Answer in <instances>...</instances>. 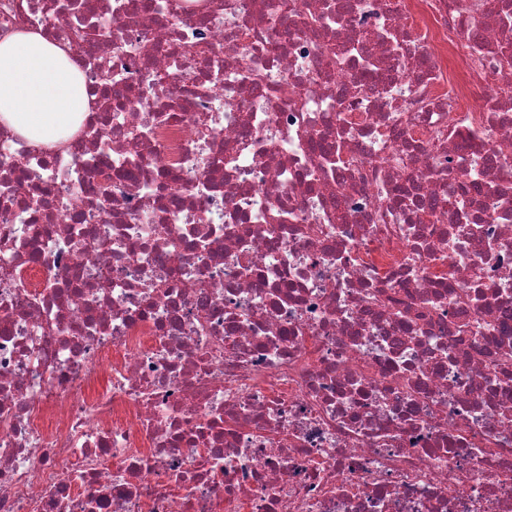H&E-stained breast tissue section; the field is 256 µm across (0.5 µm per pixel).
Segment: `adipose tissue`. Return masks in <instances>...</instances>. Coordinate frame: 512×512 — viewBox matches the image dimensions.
Segmentation results:
<instances>
[{
	"instance_id": "1",
	"label": "adipose tissue",
	"mask_w": 512,
	"mask_h": 512,
	"mask_svg": "<svg viewBox=\"0 0 512 512\" xmlns=\"http://www.w3.org/2000/svg\"><path fill=\"white\" fill-rule=\"evenodd\" d=\"M88 109L67 45L38 32L0 40V126L38 144L68 142Z\"/></svg>"
}]
</instances>
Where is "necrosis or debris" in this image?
Masks as SVG:
<instances>
[{
    "label": "necrosis or debris",
    "mask_w": 512,
    "mask_h": 512,
    "mask_svg": "<svg viewBox=\"0 0 512 512\" xmlns=\"http://www.w3.org/2000/svg\"><path fill=\"white\" fill-rule=\"evenodd\" d=\"M0 512H512V0H0ZM87 111L85 83L67 45L39 32L0 40V125L38 144H64Z\"/></svg>",
    "instance_id": "1"
}]
</instances>
